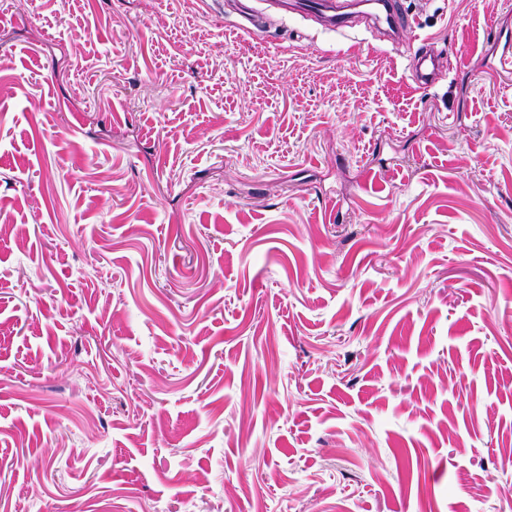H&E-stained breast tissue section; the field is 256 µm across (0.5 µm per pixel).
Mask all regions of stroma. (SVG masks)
Here are the masks:
<instances>
[{"label":"stroma","mask_w":512,"mask_h":512,"mask_svg":"<svg viewBox=\"0 0 512 512\" xmlns=\"http://www.w3.org/2000/svg\"><path fill=\"white\" fill-rule=\"evenodd\" d=\"M236 2L0 0V512H512V0ZM288 13L306 14L323 22L329 29L345 26L348 10L358 5H374L377 13L375 19L395 34L411 28L409 16L403 10L400 0H279ZM440 62L437 58L426 53L419 55L412 68L414 81L421 86H431L440 74Z\"/></svg>","instance_id":"obj_1"}]
</instances>
